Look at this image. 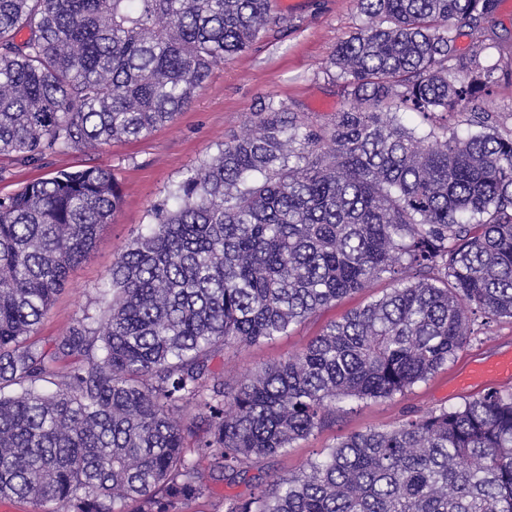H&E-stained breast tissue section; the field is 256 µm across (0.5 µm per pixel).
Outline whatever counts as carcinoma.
I'll use <instances>...</instances> for the list:
<instances>
[{"label": "carcinoma", "mask_w": 512, "mask_h": 512, "mask_svg": "<svg viewBox=\"0 0 512 512\" xmlns=\"http://www.w3.org/2000/svg\"><path fill=\"white\" fill-rule=\"evenodd\" d=\"M498 3L357 0L365 23L329 59L348 97L334 122L262 105L112 264L104 316L51 347L31 335L120 187L90 167L0 198V500L186 512L222 480L253 483L222 512H512L511 387L249 475L337 402L447 365L471 315L512 321V132L482 109L497 67L457 46ZM273 21L270 0H0V156L144 137ZM448 112L475 130L436 121ZM384 277L301 352L240 383L211 367Z\"/></svg>", "instance_id": "1"}]
</instances>
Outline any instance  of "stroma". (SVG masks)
Masks as SVG:
<instances>
[{
	"label": "stroma",
	"instance_id": "obj_1",
	"mask_svg": "<svg viewBox=\"0 0 512 512\" xmlns=\"http://www.w3.org/2000/svg\"><path fill=\"white\" fill-rule=\"evenodd\" d=\"M276 23L263 31L252 47L215 68L191 105L170 123L148 136L114 141L95 151L70 149L35 161L0 156V197L27 183L61 170L88 166L111 170L121 188L122 202L113 221L101 232L90 256L72 268L63 292L35 332L38 344L50 345L64 336L76 319L101 316V296L113 262L153 221V209L191 169L213 156L232 137L252 128L264 102L274 101L297 113L300 120L319 127L330 124L346 103L340 79L332 77L328 59L336 44L363 26L356 0H290L276 6ZM490 44L480 57L497 65L503 78L485 99L501 128H512V0H500L486 21ZM389 280L371 283L320 310L287 335L272 341L235 348L213 366L225 379L246 380L255 370L288 358L319 336L325 327L351 310L389 291ZM512 353V322L475 321L474 333L454 360L405 395L336 405V419L328 427L299 441L287 453L258 463L264 479L299 472L320 449L369 430L393 428L405 419L436 408L456 406L483 394V387L459 390L455 378L470 363Z\"/></svg>",
	"mask_w": 512,
	"mask_h": 512
}]
</instances>
